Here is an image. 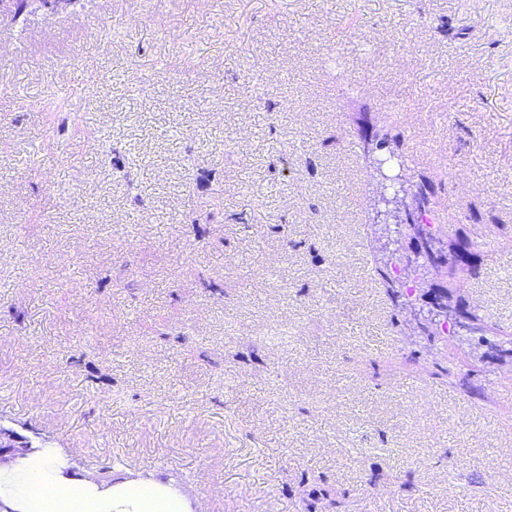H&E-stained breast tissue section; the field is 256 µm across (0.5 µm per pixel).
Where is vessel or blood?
I'll use <instances>...</instances> for the list:
<instances>
[{
    "label": "vessel or blood",
    "mask_w": 512,
    "mask_h": 512,
    "mask_svg": "<svg viewBox=\"0 0 512 512\" xmlns=\"http://www.w3.org/2000/svg\"><path fill=\"white\" fill-rule=\"evenodd\" d=\"M139 485L157 499L177 503L178 512H203V498L199 490L172 474L163 463L134 466L115 471L112 476V512H134L130 490Z\"/></svg>",
    "instance_id": "b4317fda"
}]
</instances>
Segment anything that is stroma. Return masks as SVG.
Wrapping results in <instances>:
<instances>
[{
    "instance_id": "obj_1",
    "label": "stroma",
    "mask_w": 512,
    "mask_h": 512,
    "mask_svg": "<svg viewBox=\"0 0 512 512\" xmlns=\"http://www.w3.org/2000/svg\"><path fill=\"white\" fill-rule=\"evenodd\" d=\"M423 176L455 289L385 230ZM443 292L498 336L421 333ZM510 338L512 0L0 14V428L68 480L157 458L205 512H512ZM34 463L0 464L14 512Z\"/></svg>"
}]
</instances>
